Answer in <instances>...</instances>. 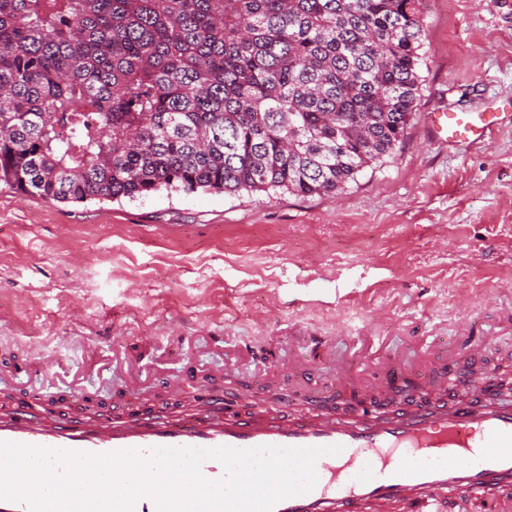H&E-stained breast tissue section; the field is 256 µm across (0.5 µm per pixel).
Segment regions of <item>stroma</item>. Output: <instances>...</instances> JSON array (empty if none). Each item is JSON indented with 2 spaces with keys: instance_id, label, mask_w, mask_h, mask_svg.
I'll use <instances>...</instances> for the list:
<instances>
[{
  "instance_id": "1",
  "label": "stroma",
  "mask_w": 512,
  "mask_h": 512,
  "mask_svg": "<svg viewBox=\"0 0 512 512\" xmlns=\"http://www.w3.org/2000/svg\"><path fill=\"white\" fill-rule=\"evenodd\" d=\"M423 26L402 143L338 193L57 203L0 185V398L64 412L79 386L159 407L169 379L206 373L301 414L349 396L309 369V334L332 337L357 386L441 345L439 383L469 360L512 369V0H426ZM448 110L499 113L500 129L439 140L429 116Z\"/></svg>"
}]
</instances>
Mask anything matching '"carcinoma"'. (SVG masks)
I'll use <instances>...</instances> for the list:
<instances>
[{"label":"carcinoma","mask_w":512,"mask_h":512,"mask_svg":"<svg viewBox=\"0 0 512 512\" xmlns=\"http://www.w3.org/2000/svg\"><path fill=\"white\" fill-rule=\"evenodd\" d=\"M424 0H0V184L342 191L402 142Z\"/></svg>","instance_id":"1"}]
</instances>
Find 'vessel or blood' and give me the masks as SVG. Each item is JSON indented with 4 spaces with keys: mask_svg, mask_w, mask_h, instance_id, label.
<instances>
[{
    "mask_svg": "<svg viewBox=\"0 0 512 512\" xmlns=\"http://www.w3.org/2000/svg\"><path fill=\"white\" fill-rule=\"evenodd\" d=\"M434 124L452 142H486L498 127L477 112H440ZM482 377L465 402L428 404V373H420L413 393L389 414L359 410L348 417H296L288 410L264 418L249 387L216 392L197 411L159 417L129 395L102 414L78 403L70 413L50 417L32 399L15 401L0 413V441L53 451L105 455L134 449H214L258 446L338 447L321 456L317 482L307 494L281 499L273 512H440L450 499L475 500L495 512L496 494L512 484V399L486 397Z\"/></svg>",
    "mask_w": 512,
    "mask_h": 512,
    "instance_id": "obj_1",
    "label": "vessel or blood"
}]
</instances>
